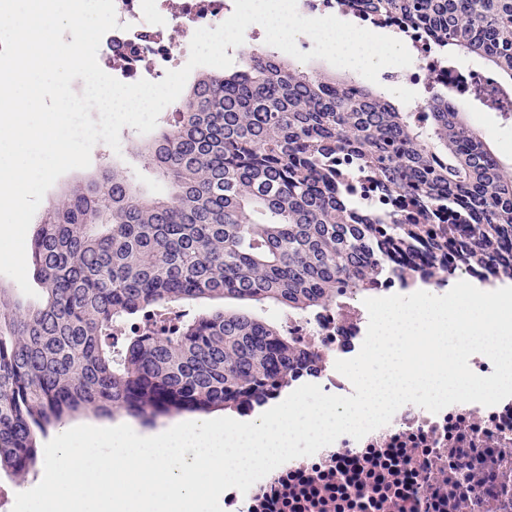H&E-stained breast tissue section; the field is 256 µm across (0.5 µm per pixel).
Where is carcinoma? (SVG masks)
I'll return each instance as SVG.
<instances>
[{"instance_id":"carcinoma-1","label":"carcinoma","mask_w":512,"mask_h":512,"mask_svg":"<svg viewBox=\"0 0 512 512\" xmlns=\"http://www.w3.org/2000/svg\"><path fill=\"white\" fill-rule=\"evenodd\" d=\"M426 27L512 82V0H361ZM245 70L194 80L174 120L144 146L167 187L151 195L114 167L49 206L31 263L43 299L0 288V471L25 479L39 437L81 413L144 421L209 411L273 386L295 348L281 322L241 304L304 313L371 291L395 261L441 254L463 264L512 254V171L465 112L429 103L413 123L349 78L309 74L256 48ZM351 155L391 197L448 214V234L355 207L336 181ZM220 300L166 333L117 337L149 312Z\"/></svg>"}]
</instances>
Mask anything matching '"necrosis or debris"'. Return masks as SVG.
Listing matches in <instances>:
<instances>
[{
  "label": "necrosis or debris",
  "mask_w": 512,
  "mask_h": 512,
  "mask_svg": "<svg viewBox=\"0 0 512 512\" xmlns=\"http://www.w3.org/2000/svg\"><path fill=\"white\" fill-rule=\"evenodd\" d=\"M114 6L118 26L103 36L98 57L107 74L131 84L157 82L181 68L194 32L227 20L234 0H114ZM297 8L308 17L332 15L401 40L411 66L380 78L417 125H428V102L439 92L452 110L477 99L489 102L503 125H512V84L441 52L426 31L402 17L365 11L359 0H297ZM336 178L366 207H390L370 173L345 159L336 162ZM461 278L503 287L512 283V270L451 267L437 256L420 270L406 267L398 277L376 281L374 293L396 294L406 282L442 295ZM368 322L359 297L288 315L283 323L297 346L312 352L310 364L290 372L279 388L232 402V409L253 413L256 405L285 399L305 384L332 395L352 394L335 362L358 354ZM224 512H512V398L491 407L453 404L436 414L404 405L389 424L362 439L340 436L314 455L282 464L248 492L225 491Z\"/></svg>",
  "instance_id": "obj_1"
}]
</instances>
